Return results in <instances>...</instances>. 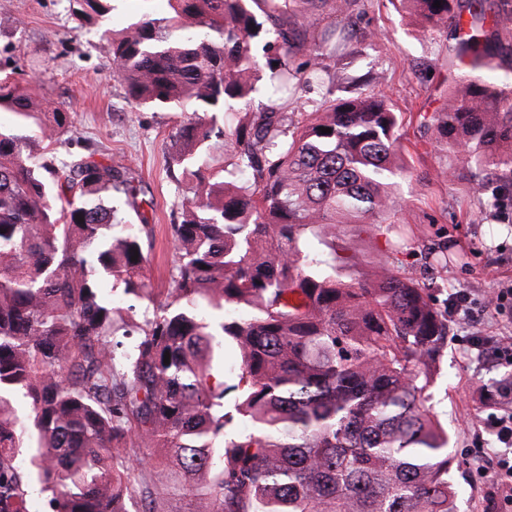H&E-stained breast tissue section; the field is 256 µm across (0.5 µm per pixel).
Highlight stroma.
<instances>
[{"label": "stroma", "mask_w": 512, "mask_h": 512, "mask_svg": "<svg viewBox=\"0 0 512 512\" xmlns=\"http://www.w3.org/2000/svg\"><path fill=\"white\" fill-rule=\"evenodd\" d=\"M101 25L72 15L68 0H0V69L35 86L53 108L71 113L68 142L87 144L93 160L115 167H134L144 190L139 209L115 195L114 206L130 224L148 221L153 229L145 274L156 295H164L176 259L169 226L180 217L184 187L170 175L169 134L177 120L171 112L131 103L100 40ZM352 36L376 34L366 59L356 69L373 66L379 76L374 91L385 94L401 112L400 156L412 171L397 191L398 214L393 224H353L336 239V254L345 271L361 275L375 260L388 257L398 228L408 243L389 267L398 275L434 283L438 298L464 291L475 301L473 315L448 317V347L432 388L441 423L451 435V453L459 464L452 478L459 491L460 512H487L492 479L483 436L486 412L481 404L507 370L506 365L474 349L473 336H512V314L496 313L483 302L500 283L512 280V208L493 206L496 177L487 176L483 194L471 191V175L459 169L440 177L448 153L420 126L419 117L440 109L448 96L451 66L445 42L419 35L410 19L390 0H360ZM446 247L462 253L465 264L431 268V252Z\"/></svg>", "instance_id": "stroma-1"}]
</instances>
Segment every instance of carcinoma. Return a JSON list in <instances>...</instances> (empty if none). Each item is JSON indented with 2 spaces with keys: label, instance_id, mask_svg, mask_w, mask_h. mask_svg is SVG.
Here are the masks:
<instances>
[{
  "label": "carcinoma",
  "instance_id": "1",
  "mask_svg": "<svg viewBox=\"0 0 512 512\" xmlns=\"http://www.w3.org/2000/svg\"><path fill=\"white\" fill-rule=\"evenodd\" d=\"M166 2L101 34L127 97L179 116L171 160L188 194L161 300L144 275L149 225L107 204L138 207L132 170L58 157L68 113L0 75L15 117L0 125V512L35 494L47 512H129L145 475L144 512H173L171 496L199 499L184 512H459L430 392L448 302L387 268L347 277L336 256V228L395 223L400 115L378 93L333 96L355 78L324 61L357 53L336 30L294 61L310 13L348 20L357 0ZM396 2L464 66L421 126L477 191L498 173L512 205V83L490 76L512 57V0ZM226 341L231 384L211 367Z\"/></svg>",
  "mask_w": 512,
  "mask_h": 512
}]
</instances>
